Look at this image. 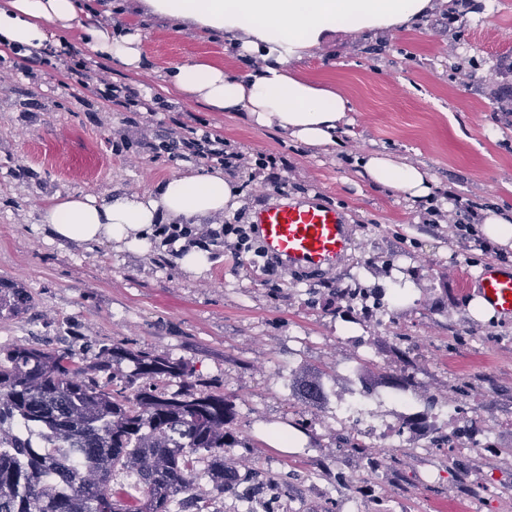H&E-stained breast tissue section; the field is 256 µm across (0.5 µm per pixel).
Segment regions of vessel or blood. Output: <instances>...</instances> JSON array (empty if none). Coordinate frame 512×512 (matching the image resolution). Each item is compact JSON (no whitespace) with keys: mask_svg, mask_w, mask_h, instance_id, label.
I'll use <instances>...</instances> for the list:
<instances>
[{"mask_svg":"<svg viewBox=\"0 0 512 512\" xmlns=\"http://www.w3.org/2000/svg\"><path fill=\"white\" fill-rule=\"evenodd\" d=\"M268 257L288 273L324 275L340 271L357 248L353 225L315 196L280 192L253 215ZM473 295L497 315L512 316V274L486 264L474 278Z\"/></svg>","mask_w":512,"mask_h":512,"instance_id":"1","label":"vessel or blood"}]
</instances>
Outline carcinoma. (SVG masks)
I'll return each instance as SVG.
<instances>
[{"instance_id":"1","label":"carcinoma","mask_w":512,"mask_h":512,"mask_svg":"<svg viewBox=\"0 0 512 512\" xmlns=\"http://www.w3.org/2000/svg\"><path fill=\"white\" fill-rule=\"evenodd\" d=\"M31 306L23 289L0 282V318ZM88 364L72 350L0 345V512H213L226 492L251 503L269 488L292 496L288 476L260 464L241 474L224 453L252 447L236 429V405L224 391L200 386L190 364L149 350L114 344ZM132 370L109 375V363ZM311 403L326 397L320 377L289 379ZM338 447L363 455L354 428L336 430ZM394 448L371 456L362 480L394 468ZM211 496L193 493L199 462ZM120 481L138 492L112 493Z\"/></svg>"}]
</instances>
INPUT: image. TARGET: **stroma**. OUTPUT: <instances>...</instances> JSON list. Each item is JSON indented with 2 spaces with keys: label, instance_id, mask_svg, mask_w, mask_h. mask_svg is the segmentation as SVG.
<instances>
[{
  "label": "stroma",
  "instance_id": "35a3bbf8",
  "mask_svg": "<svg viewBox=\"0 0 512 512\" xmlns=\"http://www.w3.org/2000/svg\"><path fill=\"white\" fill-rule=\"evenodd\" d=\"M455 7L436 0L409 30L337 34L297 62L299 73L338 85L355 107L327 153L164 90L161 76L177 63L212 59L243 74L254 58L225 50L221 36L176 31L173 22L131 10L128 0H111L101 13L109 25L141 31L140 71L80 44L73 52L152 99L153 116L116 111L73 86L63 63L35 65L29 75L13 70L18 54H0V68L11 71L9 91L0 92V279L34 299L24 314L0 321V344L68 347L91 362L100 347L125 343L189 360L199 378L234 400L254 442L238 469L256 461L276 473L317 463L327 469L325 478L299 479L284 512H321L326 498L347 500L362 469L360 458L337 447L326 406L290 394L289 374L322 372L333 398L344 393L345 365L366 366V380L377 384L398 367L404 344L414 349L415 394L465 401L474 424L454 430V454L419 450L374 475L376 496L361 498L362 512H505L512 456L471 446L482 425L497 445L512 446V318L474 319L467 282L489 262L512 272V249L490 259L448 224L431 221L422 203L371 184L356 165L364 153L384 150L425 166L442 211L454 195L484 209L512 207V0H469L456 21ZM176 119L247 155L284 157L289 196L319 195L353 224L359 246L348 266L324 277H268L215 246L211 270L196 277L166 248L141 256L45 237L40 218L49 197L141 193L204 171V164L136 148L142 139L166 140ZM122 137L133 146L118 155L112 144ZM233 178L241 205L208 219L209 227L233 218L251 223L273 199L268 174L248 169ZM346 288L379 301L376 317L363 318L356 300L334 306V292ZM295 419L310 424L311 448L273 439ZM427 477L435 490L425 487Z\"/></svg>",
  "mask_w": 512,
  "mask_h": 512
}]
</instances>
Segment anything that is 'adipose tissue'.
<instances>
[{
    "label": "adipose tissue",
    "mask_w": 512,
    "mask_h": 512,
    "mask_svg": "<svg viewBox=\"0 0 512 512\" xmlns=\"http://www.w3.org/2000/svg\"><path fill=\"white\" fill-rule=\"evenodd\" d=\"M147 12L203 32L223 34L228 46L258 55V69L238 74L208 60L186 61L166 71L165 83L187 100L215 112H235L246 122L278 130L306 146L330 151L352 102L336 87L299 75L294 65L336 34L376 35L408 29L427 17L434 0H142ZM93 0H0V49L45 47L50 25L79 32L82 45L127 69H140L142 36L97 22ZM373 184L412 199L430 197L433 178L420 166L373 151L358 158ZM239 190L223 170L176 174L142 195L52 198L42 227L54 242L108 243L146 254L155 225L201 221L236 209Z\"/></svg>",
    "instance_id": "ef3b65f1"
}]
</instances>
